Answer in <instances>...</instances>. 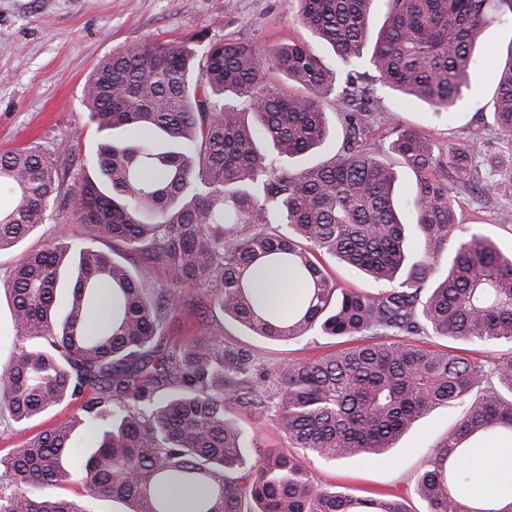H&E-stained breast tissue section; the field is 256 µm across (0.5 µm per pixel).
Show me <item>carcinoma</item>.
I'll use <instances>...</instances> for the list:
<instances>
[{
    "instance_id": "1",
    "label": "carcinoma",
    "mask_w": 512,
    "mask_h": 512,
    "mask_svg": "<svg viewBox=\"0 0 512 512\" xmlns=\"http://www.w3.org/2000/svg\"><path fill=\"white\" fill-rule=\"evenodd\" d=\"M374 0H288L293 19L336 56L303 43L261 48L248 39L134 41L100 60L83 87L104 133L67 203L90 235L26 253L3 288L13 351L0 361V414L20 425L75 404L82 418L46 429L0 456V512H90L53 494L76 484L124 512H171L169 492L203 486L195 512H408L405 497H358L314 486L303 458L266 448L254 460L224 398L272 406L292 448L326 462L371 458L436 408L460 412L417 475L426 512H464L468 443L512 440V254L458 219L449 184L512 204V55L491 61L493 127L508 151L474 162L486 130L444 151L379 111L375 84L433 112L448 111L485 62L474 55L493 23L512 26V0H387L371 38ZM282 75L290 90L265 80ZM347 111L343 144L324 163L292 170L330 137L329 99ZM391 128L387 151L415 173L400 220L396 172L368 142L371 116ZM62 181L39 146L0 154V252L47 217ZM275 211L280 223H269ZM118 242L172 274L149 291L100 244ZM376 288H346L321 258ZM282 263L299 290L286 311L251 291L259 263ZM67 310L57 319L60 289ZM209 290L214 304L257 336L342 339L348 347L293 361L276 399L253 387L254 356L194 338L164 342L172 289ZM428 336L486 348L430 350ZM96 446L79 450L76 424Z\"/></svg>"
}]
</instances>
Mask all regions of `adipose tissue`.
<instances>
[{"label": "adipose tissue", "instance_id": "ef3b65f1", "mask_svg": "<svg viewBox=\"0 0 512 512\" xmlns=\"http://www.w3.org/2000/svg\"><path fill=\"white\" fill-rule=\"evenodd\" d=\"M289 273L286 267L274 264H263L253 272L255 293L264 304L272 309H279L290 304L293 294L288 285ZM468 468L473 474L469 507H484L487 502H495L505 506L512 504V445L490 441L475 446L468 461ZM492 472L498 479L494 493H487L480 481L481 475Z\"/></svg>", "mask_w": 512, "mask_h": 512}]
</instances>
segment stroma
Returning <instances> with one entry per match:
<instances>
[{"label": "stroma", "instance_id": "35a3bbf8", "mask_svg": "<svg viewBox=\"0 0 512 512\" xmlns=\"http://www.w3.org/2000/svg\"><path fill=\"white\" fill-rule=\"evenodd\" d=\"M208 31L210 38L235 37L266 47L277 42H303L320 48L319 39L296 23L287 0H0V153L40 145L58 162L64 187L74 178L92 175L90 159L102 139L82 103V89L96 63L124 44L143 40L191 41ZM495 92L491 69L470 74L464 102L451 111L433 113L427 104L404 103L384 92L380 109L396 114L403 125L424 132L441 145L459 144L470 126L490 115ZM463 223L481 225L503 254L512 253V204L485 201L461 190L453 196ZM84 224L56 200L34 234L16 248L0 253V285L26 252L52 243L81 241ZM166 339L181 347L192 337L217 335L225 345L250 351L255 358L258 389L271 393L282 366L293 359L315 358L339 350L336 341L268 340L252 334L215 310L208 293L193 302L177 303ZM228 415L244 431L249 456L287 442L270 409H255L232 400ZM454 411L439 408L417 421L385 456L327 464L311 459L312 482L322 487L378 497L410 492L432 449L453 424ZM414 512H425L418 497Z\"/></svg>", "mask_w": 512, "mask_h": 512}]
</instances>
